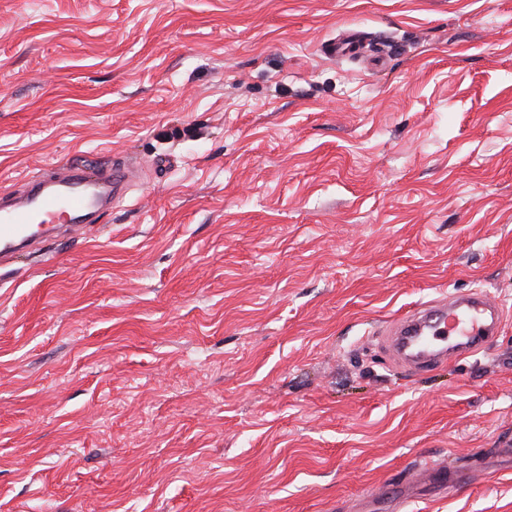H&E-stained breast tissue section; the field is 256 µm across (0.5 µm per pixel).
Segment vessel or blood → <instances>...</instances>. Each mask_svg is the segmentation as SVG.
<instances>
[{
	"label": "vessel or blood",
	"instance_id": "b4317fda",
	"mask_svg": "<svg viewBox=\"0 0 512 512\" xmlns=\"http://www.w3.org/2000/svg\"><path fill=\"white\" fill-rule=\"evenodd\" d=\"M128 164L93 168L63 164L57 177L37 176L22 199L0 192V262H10L33 243H45L56 231L83 234L125 194L131 178ZM504 319L502 303L486 292L445 294L393 318L386 327L390 358L404 370L426 372L490 347ZM422 475L450 494L469 481L467 473L426 463Z\"/></svg>",
	"mask_w": 512,
	"mask_h": 512
}]
</instances>
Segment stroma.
Returning <instances> with one entry per match:
<instances>
[{
	"instance_id": "1",
	"label": "stroma",
	"mask_w": 512,
	"mask_h": 512,
	"mask_svg": "<svg viewBox=\"0 0 512 512\" xmlns=\"http://www.w3.org/2000/svg\"><path fill=\"white\" fill-rule=\"evenodd\" d=\"M365 59L329 57L346 31ZM137 176L0 266V512H512V0H0V191ZM507 319L407 374L441 291ZM504 319L503 304L486 292H444L393 318L386 327L390 358L405 371H430L490 347ZM419 472L428 478H434L440 492L445 494L455 492L457 487L471 480L469 474L461 472L460 470H448L444 466L430 463L421 465Z\"/></svg>"
}]
</instances>
